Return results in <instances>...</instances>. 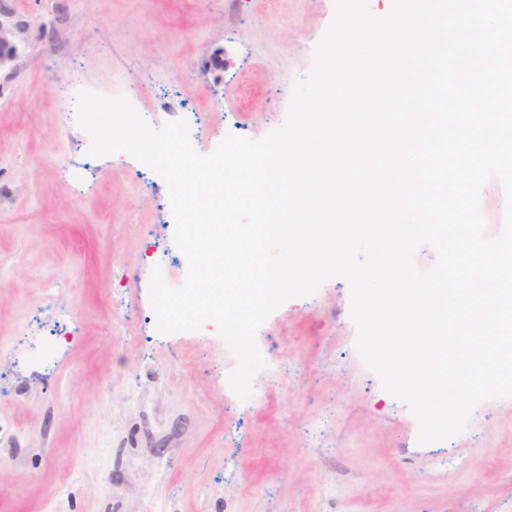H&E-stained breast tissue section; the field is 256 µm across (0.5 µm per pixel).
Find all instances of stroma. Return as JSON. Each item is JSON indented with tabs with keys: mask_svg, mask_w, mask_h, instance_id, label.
<instances>
[{
	"mask_svg": "<svg viewBox=\"0 0 512 512\" xmlns=\"http://www.w3.org/2000/svg\"><path fill=\"white\" fill-rule=\"evenodd\" d=\"M25 28L0 71V512H512V397L418 444L355 349L347 282L257 332L260 400L214 324L160 334L180 286L164 181L88 156L70 97L135 94L195 149L280 126L333 0H0ZM229 66H222V59Z\"/></svg>",
	"mask_w": 512,
	"mask_h": 512,
	"instance_id": "1",
	"label": "stroma"
}]
</instances>
